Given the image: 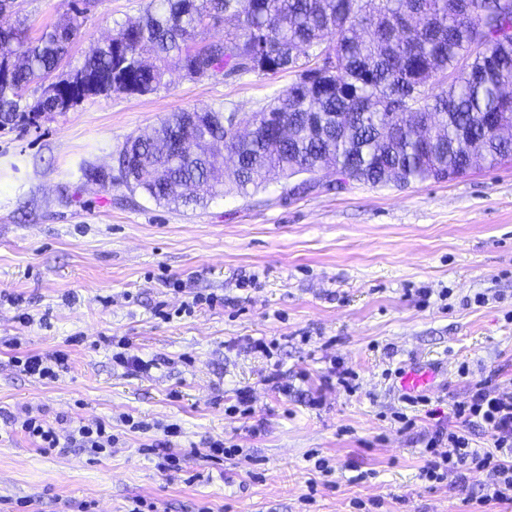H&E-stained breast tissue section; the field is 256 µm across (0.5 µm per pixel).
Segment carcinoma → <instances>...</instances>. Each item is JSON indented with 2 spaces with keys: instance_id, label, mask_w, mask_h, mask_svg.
<instances>
[{
  "instance_id": "obj_1",
  "label": "carcinoma",
  "mask_w": 512,
  "mask_h": 512,
  "mask_svg": "<svg viewBox=\"0 0 512 512\" xmlns=\"http://www.w3.org/2000/svg\"><path fill=\"white\" fill-rule=\"evenodd\" d=\"M9 3L0 0V130L91 95L155 92L173 66L193 78L296 73L254 114L259 125L247 137L227 135L218 108L179 146L173 133L190 119L184 111L128 138L120 179L157 203L247 196L269 173L286 178L324 162L340 183L402 188L462 175L475 157L492 167L512 157V10L498 0H149L142 21L121 26L52 82L91 0H73L35 41L4 20ZM218 18L234 30L196 41ZM331 52L337 75L313 80ZM33 83L41 95L30 103ZM219 145L234 159L222 179Z\"/></svg>"
}]
</instances>
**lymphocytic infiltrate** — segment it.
Returning a JSON list of instances; mask_svg holds the SVG:
<instances>
[{"mask_svg": "<svg viewBox=\"0 0 512 512\" xmlns=\"http://www.w3.org/2000/svg\"><path fill=\"white\" fill-rule=\"evenodd\" d=\"M454 416L455 429L437 432L430 440L433 454L421 471L422 478L440 483L451 475L482 470L488 474L482 501L512 503V395L493 393L488 379L476 380L471 386L469 402L458 406ZM12 424L45 451L63 453L70 448H81L98 455L116 442L112 425L105 420L72 426L64 437L52 424L26 412L15 415ZM474 424L488 434L490 448L472 447L468 429Z\"/></svg>", "mask_w": 512, "mask_h": 512, "instance_id": "lymphocytic-infiltrate-1", "label": "lymphocytic infiltrate"}]
</instances>
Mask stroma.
I'll return each instance as SVG.
<instances>
[{"instance_id": "1", "label": "stroma", "mask_w": 512, "mask_h": 512, "mask_svg": "<svg viewBox=\"0 0 512 512\" xmlns=\"http://www.w3.org/2000/svg\"><path fill=\"white\" fill-rule=\"evenodd\" d=\"M70 3L13 9L35 39ZM147 4L95 0L62 71ZM294 79L177 71L153 93L89 97L0 131V512H128L136 498L157 512H357L359 501L368 512H512L480 503L485 472L433 489L420 478L428 440L454 426L473 380L512 393V159L404 188L294 194L272 176L249 198L193 210L79 170L114 171L125 139L173 112L251 116ZM199 294L216 306L182 313ZM162 303L172 319L157 314ZM110 336L154 360L151 372L116 366ZM261 338L275 340L270 355L250 349ZM54 351L68 365L53 381L13 361ZM336 363L352 371L353 391L325 385ZM415 366L433 372L420 390L428 403L416 407L397 378ZM245 386L252 415L229 413ZM22 410L62 432L106 420L118 442L96 460L77 448L43 452L12 431ZM398 412L414 428L401 429ZM124 414L179 424L171 448L195 456L182 471H158L143 452L158 431H129ZM211 439L236 454L208 459Z\"/></svg>"}]
</instances>
